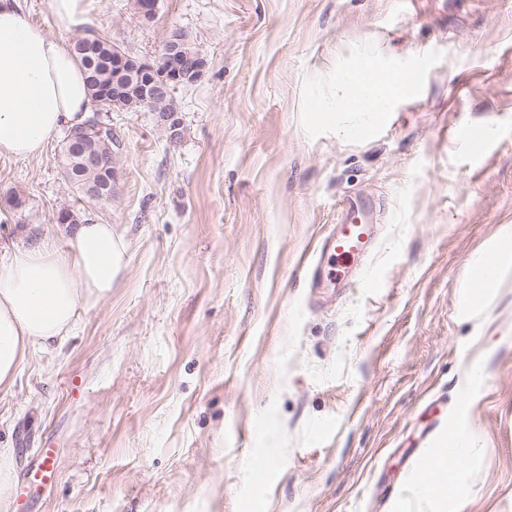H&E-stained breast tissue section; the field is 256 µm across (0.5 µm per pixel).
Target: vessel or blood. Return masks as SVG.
Returning a JSON list of instances; mask_svg holds the SVG:
<instances>
[{"mask_svg":"<svg viewBox=\"0 0 512 512\" xmlns=\"http://www.w3.org/2000/svg\"><path fill=\"white\" fill-rule=\"evenodd\" d=\"M459 146L470 155H480L485 149L489 137L485 130L466 125L456 132ZM367 207L365 201L344 199L339 203L341 219L335 230L324 240V253L337 257L369 256L376 244L374 224L364 216Z\"/></svg>","mask_w":512,"mask_h":512,"instance_id":"1","label":"vessel or blood"}]
</instances>
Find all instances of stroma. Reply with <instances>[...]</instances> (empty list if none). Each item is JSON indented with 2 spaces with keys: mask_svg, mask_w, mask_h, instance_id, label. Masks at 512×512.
I'll list each match as a JSON object with an SVG mask.
<instances>
[{
  "mask_svg": "<svg viewBox=\"0 0 512 512\" xmlns=\"http://www.w3.org/2000/svg\"><path fill=\"white\" fill-rule=\"evenodd\" d=\"M132 3L83 0L80 33L147 58L188 36L207 67L174 92L177 133L106 116L108 203L65 181L61 139L0 157V245L66 247L64 208L129 243L111 298L0 391L8 512H417L414 478L463 422L448 512H512V274L462 298L512 225V0H159L149 23ZM363 51L425 68L358 141L315 100ZM465 123L493 133L479 157ZM351 195L379 226L370 280L312 287ZM46 448L54 484L23 482ZM90 150L100 155L112 164V169H116V163L119 154L122 152V144L119 136L108 129L101 136H94L87 140Z\"/></svg>",
  "mask_w": 512,
  "mask_h": 512,
  "instance_id": "35a3bbf8",
  "label": "stroma"
}]
</instances>
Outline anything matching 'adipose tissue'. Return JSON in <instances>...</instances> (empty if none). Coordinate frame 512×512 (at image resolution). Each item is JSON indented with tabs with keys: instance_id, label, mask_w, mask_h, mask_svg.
Returning a JSON list of instances; mask_svg holds the SVG:
<instances>
[{
	"instance_id": "ef3b65f1",
	"label": "adipose tissue",
	"mask_w": 512,
	"mask_h": 512,
	"mask_svg": "<svg viewBox=\"0 0 512 512\" xmlns=\"http://www.w3.org/2000/svg\"><path fill=\"white\" fill-rule=\"evenodd\" d=\"M395 73L377 59L340 71L317 110L338 129L372 128L392 103ZM93 108L70 42L46 35L18 0H0V156L34 159L62 128ZM127 244L111 225H73L67 250L46 237L0 256V390L9 389L32 349L68 336L81 314L112 296L126 268Z\"/></svg>"
}]
</instances>
